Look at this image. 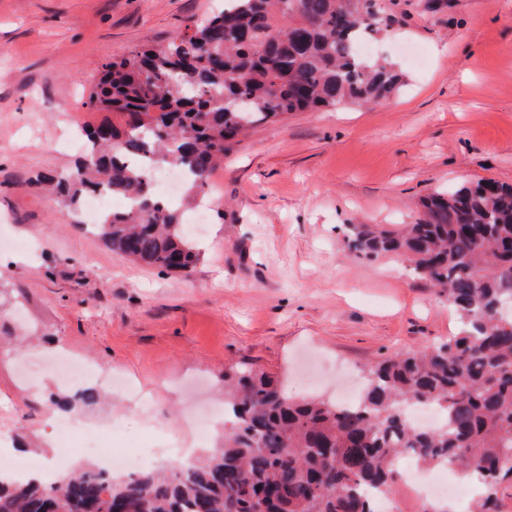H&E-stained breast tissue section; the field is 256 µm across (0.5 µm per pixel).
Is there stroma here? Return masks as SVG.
Listing matches in <instances>:
<instances>
[{
  "instance_id": "35a3bbf8",
  "label": "stroma",
  "mask_w": 512,
  "mask_h": 512,
  "mask_svg": "<svg viewBox=\"0 0 512 512\" xmlns=\"http://www.w3.org/2000/svg\"><path fill=\"white\" fill-rule=\"evenodd\" d=\"M218 0H0V427L52 465V398L77 388L23 363L66 349L115 370L150 397L134 413L123 390L91 380L92 422L174 429L197 449L190 410L223 411L225 370L245 365L292 397L335 396L398 352L455 334L445 297L407 263L364 258L349 224L394 230L437 190L512 184V0H389L376 58L403 84L381 103L291 112L255 125L211 175L204 230L182 222L200 256L191 274L132 261L80 226L43 190L71 168L76 146L53 136L106 115L86 101L104 63L194 29Z\"/></svg>"
}]
</instances>
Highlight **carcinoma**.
<instances>
[{
    "instance_id": "cac0c4a2",
    "label": "carcinoma",
    "mask_w": 512,
    "mask_h": 512,
    "mask_svg": "<svg viewBox=\"0 0 512 512\" xmlns=\"http://www.w3.org/2000/svg\"><path fill=\"white\" fill-rule=\"evenodd\" d=\"M382 0H224L189 34L102 65L87 104L118 121L82 129L84 160L47 178L73 209L99 185L127 202L98 232L112 250L188 273L199 253L177 209L155 194L152 167L184 173L204 191L250 126L288 112L377 103L400 77L356 46L389 26ZM398 232L350 224L366 258L395 254L448 299L462 321L448 340L368 368L358 404L290 399L263 373L224 374L231 427L188 467L117 476L88 464L51 483L0 478V512H376L397 462L474 471L473 512H502L512 487V186L462 185L421 203ZM444 415L435 429L405 418L411 405Z\"/></svg>"
}]
</instances>
